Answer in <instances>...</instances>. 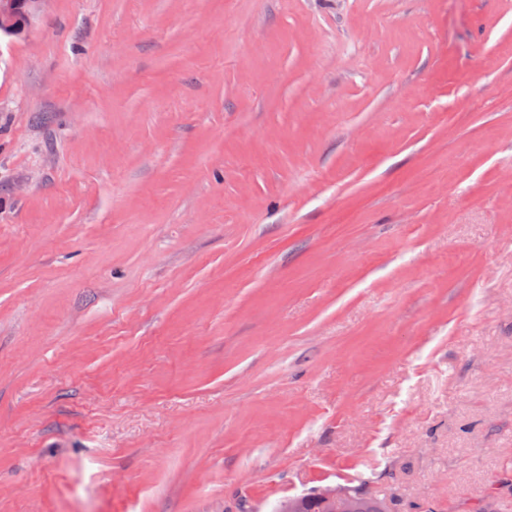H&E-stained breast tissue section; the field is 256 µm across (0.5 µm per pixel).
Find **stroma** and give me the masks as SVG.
I'll list each match as a JSON object with an SVG mask.
<instances>
[{
    "mask_svg": "<svg viewBox=\"0 0 512 512\" xmlns=\"http://www.w3.org/2000/svg\"><path fill=\"white\" fill-rule=\"evenodd\" d=\"M508 87L512 0L0 36V512H512ZM363 485L365 483L347 491V496L351 499V509L347 497L338 488L322 490V497L330 504L329 512H381L385 491L370 492L364 489Z\"/></svg>",
    "mask_w": 512,
    "mask_h": 512,
    "instance_id": "35a3bbf8",
    "label": "stroma"
}]
</instances>
